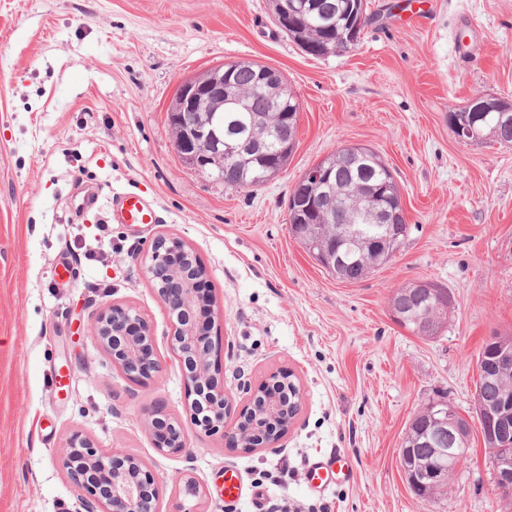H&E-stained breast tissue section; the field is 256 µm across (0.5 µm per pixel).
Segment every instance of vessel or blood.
Instances as JSON below:
<instances>
[{
    "label": "vessel or blood",
    "instance_id": "b4317fda",
    "mask_svg": "<svg viewBox=\"0 0 512 512\" xmlns=\"http://www.w3.org/2000/svg\"><path fill=\"white\" fill-rule=\"evenodd\" d=\"M105 207L109 208L113 222L118 224H156L160 221L155 203L132 190L115 191L106 198L98 191H85L79 196L75 211L85 215ZM353 477L354 466L351 458L335 449L309 464L306 470V487L309 491L323 494L332 484L347 482Z\"/></svg>",
    "mask_w": 512,
    "mask_h": 512
}]
</instances>
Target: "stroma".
Returning a JSON list of instances; mask_svg holds the SVG:
<instances>
[{"label": "stroma", "mask_w": 512, "mask_h": 512, "mask_svg": "<svg viewBox=\"0 0 512 512\" xmlns=\"http://www.w3.org/2000/svg\"><path fill=\"white\" fill-rule=\"evenodd\" d=\"M352 51L315 58L274 23L270 0H0V512H82L59 451L79 432L153 470L156 512H512L493 479L474 409L478 355L512 332V145L455 138L452 110L486 94L512 101V0H369ZM247 61L281 71L300 103L285 168L235 191L174 148L168 109L180 83ZM376 150L398 183L410 230L367 279L336 281L293 238L288 197L337 148ZM89 188L133 190L160 221L83 220ZM160 234L180 237L208 272L224 392L293 371L303 393L277 447H233L197 431L172 320L145 272ZM73 270L56 281V265ZM428 280L453 307L424 339L388 299ZM138 309L164 368L137 385L90 330L103 303ZM444 397L470 423L469 458L432 502L410 492L399 448L414 414ZM163 402L187 448L154 446L144 413ZM349 453L351 482L304 489L308 462ZM252 500L227 505L224 472ZM181 474L201 497L175 490Z\"/></svg>", "instance_id": "stroma-1"}]
</instances>
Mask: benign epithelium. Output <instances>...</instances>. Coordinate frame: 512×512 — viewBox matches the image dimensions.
Masks as SVG:
<instances>
[{
  "mask_svg": "<svg viewBox=\"0 0 512 512\" xmlns=\"http://www.w3.org/2000/svg\"><path fill=\"white\" fill-rule=\"evenodd\" d=\"M273 12L283 30L302 31L301 9L298 0H272ZM236 63L230 61L209 71L203 77L184 81L178 88L170 112L178 120L192 124L196 112H222L227 105L239 109L246 107V100L233 88ZM496 99L485 97L479 107L452 123L455 137L462 141L481 139L480 126L488 112L495 107ZM194 136L174 144L184 163L200 175L213 181H223V174L212 167L215 157L237 162L245 150L253 153L256 169L263 171L280 161L281 150H271L265 142L241 143L224 137V132L208 122L193 128ZM330 166L322 159L300 180V184L323 185ZM381 204V199H370L355 221L340 226L328 234L319 232L308 242L311 254L331 271L344 264L336 249V242L349 245L359 239L369 242L371 249L385 257L399 244L392 230L368 236L361 222L365 212ZM188 246L176 237H155L147 249L146 272L161 302L170 310L173 330L170 350L178 359L187 388L192 397L190 416L195 425L206 435L222 433L229 442L241 448L255 450L249 439L258 434V418L251 406L237 411L224 395V373L212 362L213 339L205 327L195 323V310L202 304L204 278L190 279L181 272L177 259L187 253ZM422 288L437 298L435 314L430 323L417 322L422 337L438 335L448 318V297L436 289L431 281H418ZM92 329L104 351L126 378L134 384L145 385L157 379L162 361L155 343L150 323L134 308L117 304H103L94 316ZM491 356V370L500 376L512 374V345L491 336L486 342ZM293 411H287L282 402L272 397L267 400L265 419L284 427L292 426L301 406L300 393L294 394ZM475 412L485 423L487 447L492 463L493 479L498 489L512 492V425L503 417L505 404L491 406L481 394L475 395ZM427 417L435 432L436 448L432 461L417 468L405 470L407 483L419 499L428 501L438 491H445L448 479L468 455L465 436L469 431L468 420L444 399H431L425 404ZM146 422L153 432L156 448L163 454H177L187 447V440L180 423L157 404L146 414ZM132 455L114 451L106 455L87 437L73 433L66 441L62 461L69 469L70 479L85 492L82 502L84 512H154L159 500L160 486L153 472L139 463L124 466Z\"/></svg>",
  "mask_w": 512,
  "mask_h": 512,
  "instance_id": "benign-epithelium-1",
  "label": "benign epithelium"
}]
</instances>
